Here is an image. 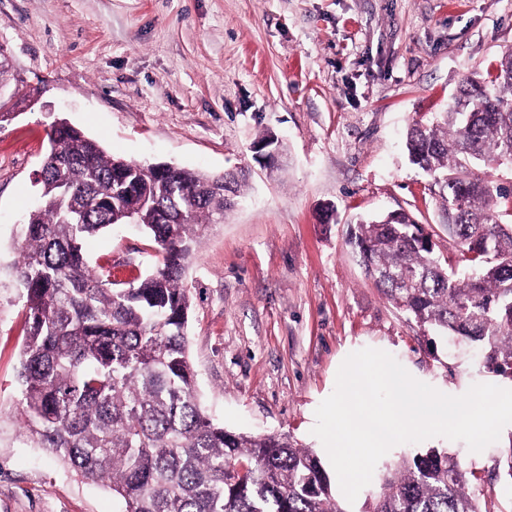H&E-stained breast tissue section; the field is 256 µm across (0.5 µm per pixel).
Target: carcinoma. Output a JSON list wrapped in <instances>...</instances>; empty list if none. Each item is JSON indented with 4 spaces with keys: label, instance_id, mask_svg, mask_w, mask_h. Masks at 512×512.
I'll return each instance as SVG.
<instances>
[{
    "label": "carcinoma",
    "instance_id": "carcinoma-1",
    "mask_svg": "<svg viewBox=\"0 0 512 512\" xmlns=\"http://www.w3.org/2000/svg\"><path fill=\"white\" fill-rule=\"evenodd\" d=\"M497 87L466 79L432 125L414 123L410 162L439 188L448 233L469 262L460 273L434 256L431 233L405 212L352 225L348 244L385 296L449 343L479 349L512 375V224L498 200L512 193L476 165L512 161V50ZM40 172L38 204L20 230L14 276L26 307L18 386L23 437L82 479L105 483L119 512H348L314 450L282 434L246 436L213 421L194 392L188 351V261L224 196L210 177L177 179L112 157L63 118ZM131 213L149 238L155 270L119 284L83 244ZM475 473L446 451L404 460L368 512L480 510Z\"/></svg>",
    "mask_w": 512,
    "mask_h": 512
}]
</instances>
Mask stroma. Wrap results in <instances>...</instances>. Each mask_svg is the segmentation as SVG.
Segmentation results:
<instances>
[{"instance_id":"obj_1","label":"stroma","mask_w":512,"mask_h":512,"mask_svg":"<svg viewBox=\"0 0 512 512\" xmlns=\"http://www.w3.org/2000/svg\"><path fill=\"white\" fill-rule=\"evenodd\" d=\"M0 44L13 75L41 87L0 122V512H115L111 489L24 443L18 422L26 324L12 267L58 118L115 157L243 172L184 276L196 390L226 429L285 434L326 458L315 410L366 347L447 395L512 389L469 345L446 344L389 301L347 243L357 218L404 211L432 233L436 257H459L406 131L447 111L467 77L492 85L512 48V0H0ZM270 134L288 158L271 176L253 152ZM146 246L117 225L86 255L119 263ZM501 435L479 453L443 437L397 445L350 512L431 448L478 472L474 498L506 501L512 424Z\"/></svg>"}]
</instances>
